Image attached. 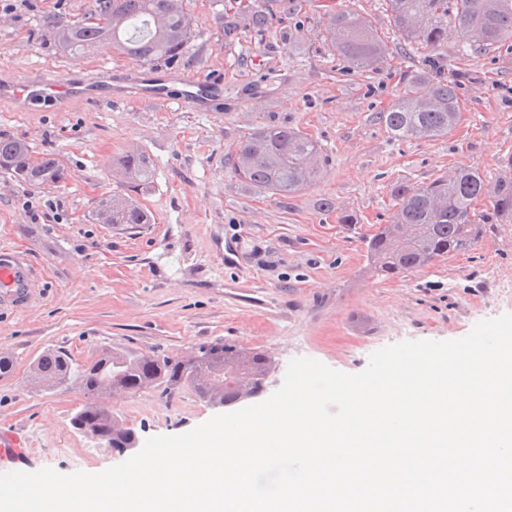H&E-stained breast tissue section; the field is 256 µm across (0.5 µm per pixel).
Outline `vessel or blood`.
<instances>
[{
  "instance_id": "1",
  "label": "vessel or blood",
  "mask_w": 512,
  "mask_h": 512,
  "mask_svg": "<svg viewBox=\"0 0 512 512\" xmlns=\"http://www.w3.org/2000/svg\"><path fill=\"white\" fill-rule=\"evenodd\" d=\"M223 98L224 80L220 76L184 78L156 70H139L117 80L108 70L79 78L70 71L59 70L0 83V99L11 102L19 112L47 107L60 112L75 101L94 104L108 99L175 104L194 112H216L221 110ZM34 290L30 265L12 250L0 248V308L27 307Z\"/></svg>"
}]
</instances>
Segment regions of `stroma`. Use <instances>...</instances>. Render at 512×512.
Wrapping results in <instances>:
<instances>
[{"label": "stroma", "instance_id": "35a3bbf8", "mask_svg": "<svg viewBox=\"0 0 512 512\" xmlns=\"http://www.w3.org/2000/svg\"><path fill=\"white\" fill-rule=\"evenodd\" d=\"M257 0H184L195 22L183 74L224 78V109L76 102L65 111L18 112L0 103V131L52 153L66 180L31 186L0 172V247L36 274L33 305L0 312V431L16 433L20 457L0 455V473L45 467L102 472L122 462L97 438L69 424L83 403L75 389L32 383L47 351L78 364L103 349L177 357L220 340L274 361L273 393L291 359L313 356L346 373L371 353L404 340H453L475 323L512 312V221H490L476 248L393 279L367 266L366 243L397 208L393 187L417 188L459 168L487 181L512 159V41L482 54L449 37L438 73L459 80L460 119L448 135L393 137L378 115L425 53L404 49L387 0H296L294 15L261 35L228 42L220 16ZM91 0H15L0 11V80L35 71L110 69L139 64L104 44L73 56L48 36L51 15L79 18ZM352 9L388 47L380 69L357 71L324 39L327 15ZM285 124L319 143L325 173L306 189L272 195L241 182L229 160L254 129ZM142 150L155 164L140 205L150 223L133 230L97 224L98 198L116 193L114 160ZM351 214L355 223H341ZM115 413L140 438L178 435L216 415L193 392L144 390Z\"/></svg>", "mask_w": 512, "mask_h": 512}]
</instances>
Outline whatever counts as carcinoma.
Here are the masks:
<instances>
[{"label":"carcinoma","mask_w":512,"mask_h":512,"mask_svg":"<svg viewBox=\"0 0 512 512\" xmlns=\"http://www.w3.org/2000/svg\"><path fill=\"white\" fill-rule=\"evenodd\" d=\"M392 21L410 46L429 51L423 68L408 70L397 98L379 119L398 139L418 140L447 135L459 117L456 81L434 75L437 50L454 34L465 48L480 53L505 40L512 41V0H388ZM295 10L294 0H261L238 17L221 22L224 38L240 31L264 33L280 15ZM192 19L183 0H92L77 21L63 17L47 21L55 42L64 50L85 54L102 41L118 53L145 64L179 65L192 34ZM325 40L351 68H378L386 48L370 22L352 10L329 14ZM322 149L300 130L286 125L261 127L251 133L231 159L234 176L254 187L279 195L304 189L323 173ZM0 169L30 185L57 184L67 167L56 155H33L23 140L0 132ZM154 162L145 152L121 155L113 175L119 178L126 203L99 200L91 219L98 224H148L150 216L137 202L153 182ZM398 207L390 223L382 224L367 242V262L384 278L423 268L454 253L472 250L489 217L512 218V174L492 184L468 168L412 189H394ZM490 213L476 215L479 199ZM272 368L263 351L222 341L203 344L190 353L171 357L104 349L91 362L75 365L60 351L42 354L31 366V381L45 388L70 386L84 403L70 426L91 435L116 452L138 447L139 437L125 420L107 412L98 399L110 392L135 395L145 389L190 390L203 401L230 405L242 392L260 394Z\"/></svg>","instance_id":"1"}]
</instances>
